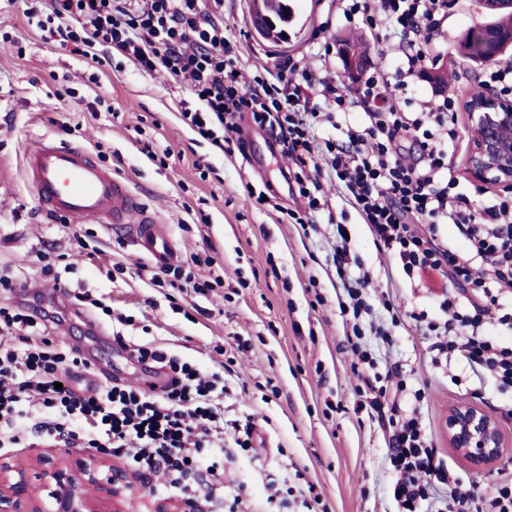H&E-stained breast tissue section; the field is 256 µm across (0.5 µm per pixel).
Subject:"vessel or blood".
Segmentation results:
<instances>
[{"instance_id": "1", "label": "vessel or blood", "mask_w": 512, "mask_h": 512, "mask_svg": "<svg viewBox=\"0 0 512 512\" xmlns=\"http://www.w3.org/2000/svg\"><path fill=\"white\" fill-rule=\"evenodd\" d=\"M24 177L44 214L73 224L95 220L107 231L127 236L157 265L179 261L180 254L155 213L87 148L40 138L25 152Z\"/></svg>"}]
</instances>
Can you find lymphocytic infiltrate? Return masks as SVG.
<instances>
[{"label":"lymphocytic infiltrate","instance_id":"obj_1","mask_svg":"<svg viewBox=\"0 0 512 512\" xmlns=\"http://www.w3.org/2000/svg\"><path fill=\"white\" fill-rule=\"evenodd\" d=\"M50 0L48 33L92 62L110 63L113 52L140 71L166 70L187 85L196 108L181 111L183 122L215 147L224 131L249 122L288 156L286 180L292 195L321 208L319 177L329 171L336 187L367 224L374 242L392 254L407 277L440 274L455 288L439 299L441 317L411 313L429 336L433 362L461 360L479 378L512 385V311L501 312V290L512 287V190L482 201L463 192L448 147L458 139V99L400 98L428 63L430 48L443 35L448 0H346V17H360L374 32L395 36L391 74H369L351 89L323 88L326 100L344 108L355 97L364 125L343 142H326L329 166L321 168L311 145L310 72L301 80L271 86L237 74L224 37V24L204 0ZM452 226L454 239L442 226ZM336 273L346 292L340 302L351 331L348 348L357 359L360 384L355 413H367L389 431V496L396 512H468L475 492L447 468L417 412L402 410L399 392L407 383L399 366L378 372L371 340L392 343L390 324L401 322L389 308V322L373 320L369 272L352 276L351 239L336 226ZM42 318L0 306V447L20 441L21 426L50 438L122 457L142 473H164L152 485L162 499H193L238 506L242 492L224 495V376L204 374L196 364L151 345L135 346L138 362L152 363L169 381L160 389L116 381L77 393L75 351L49 349ZM448 493L437 496L438 486Z\"/></svg>","mask_w":512,"mask_h":512}]
</instances>
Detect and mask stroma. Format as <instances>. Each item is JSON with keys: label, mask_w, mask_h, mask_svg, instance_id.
<instances>
[{"label": "stroma", "mask_w": 512, "mask_h": 512, "mask_svg": "<svg viewBox=\"0 0 512 512\" xmlns=\"http://www.w3.org/2000/svg\"><path fill=\"white\" fill-rule=\"evenodd\" d=\"M30 0H0V267L28 280L25 288L0 291V305L53 312L47 338L75 349L88 369L76 387L118 379L135 386L162 385L161 374L134 362L113 334L163 348L205 371L223 370L224 417L252 420L254 448L245 452L226 440L224 484L244 486L240 512H307L302 494L314 490L316 512H395L387 489L388 431L378 420L354 412L356 378L345 349L339 313L342 283L333 261L334 224L347 225L354 252L375 274L372 293H387L400 311L434 310L442 282L406 278L381 253L366 224L339 193L312 228L294 221L304 204L282 178L285 161L267 136L245 128L246 153L219 151L180 116L191 91L167 75L140 72L121 54L94 67L70 48L45 41L27 16ZM294 21L285 47L258 41L251 30L249 0H208L224 22V37L249 77L277 84L287 60L307 63L315 76L348 85L338 43L357 38L368 47V72L384 67L383 46L362 22H347L336 0H290ZM483 0H455L444 22L446 36L434 47L430 67H445L448 93L471 97L474 63L458 46L468 30L489 22ZM43 136L65 138L104 156L105 166L126 177L159 218L183 258L211 252L215 262L194 267L197 281L212 282L207 295L154 288L133 242L89 221L63 227L39 213L23 176L27 147ZM263 194L265 203L250 200ZM50 257L68 285L67 300L55 298L40 279ZM91 294L131 323L113 322L80 304ZM92 319L104 333L89 335ZM393 345L377 343L380 363L409 371L408 385L424 391L420 416L440 457L475 492L483 493L512 470V454L497 467L472 468L448 446L443 421L452 403L479 405L496 418L512 443V391L494 381L453 385L433 366L427 340L413 327H397ZM0 456L33 476L40 512H55L58 486L43 470L75 476L91 452L63 441L33 440L5 448ZM289 486L287 503L269 501V483Z\"/></svg>", "instance_id": "35a3bbf8"}]
</instances>
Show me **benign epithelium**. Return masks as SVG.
Returning a JSON list of instances; mask_svg holds the SVG:
<instances>
[{
  "instance_id": "obj_1",
  "label": "benign epithelium",
  "mask_w": 512,
  "mask_h": 512,
  "mask_svg": "<svg viewBox=\"0 0 512 512\" xmlns=\"http://www.w3.org/2000/svg\"><path fill=\"white\" fill-rule=\"evenodd\" d=\"M252 31L263 41L277 29L262 5H252ZM488 48L487 57H496L500 47L512 44V31L487 28L477 34ZM340 56L349 77L357 80L364 57L352 49H341ZM467 112L476 131L469 156L470 176L483 183H493L512 189V100L497 96H477L468 100ZM448 447L465 459L473 468L486 470L496 466L507 455V445L496 419L485 409L469 404L448 405L445 418ZM103 465L92 460L84 465L81 477L84 483L101 485L117 493L132 489L127 473L112 470L108 478L101 477ZM60 483L58 512H79L73 507L72 483L60 479V473H48ZM33 488L28 473L15 468L0 458V512H31Z\"/></svg>"
}]
</instances>
